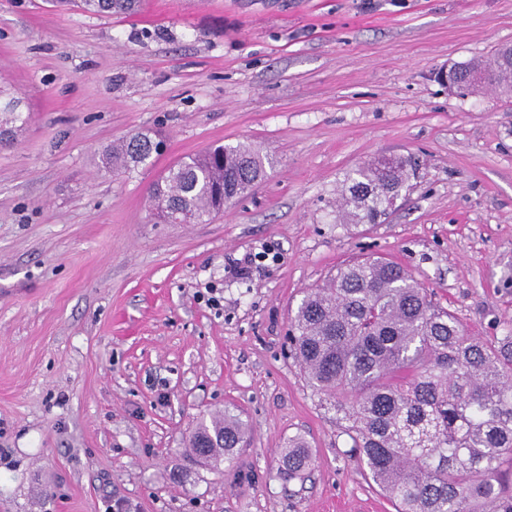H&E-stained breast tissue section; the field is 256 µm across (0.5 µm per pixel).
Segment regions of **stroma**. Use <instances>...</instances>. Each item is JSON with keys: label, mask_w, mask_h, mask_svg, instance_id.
<instances>
[{"label": "stroma", "mask_w": 512, "mask_h": 512, "mask_svg": "<svg viewBox=\"0 0 512 512\" xmlns=\"http://www.w3.org/2000/svg\"><path fill=\"white\" fill-rule=\"evenodd\" d=\"M512 45V0H137L94 15L0 0V512H395L296 364L305 292L361 255L402 264L473 334L512 328V102L437 72ZM161 132L124 174L100 151ZM247 142L265 176L162 224L169 166ZM416 164L381 224H340L344 174ZM246 274H239L240 266ZM249 424L193 462L202 419ZM306 440L305 480L280 475ZM24 122L20 101L10 94H3L0 89V142L12 140Z\"/></svg>", "instance_id": "1"}]
</instances>
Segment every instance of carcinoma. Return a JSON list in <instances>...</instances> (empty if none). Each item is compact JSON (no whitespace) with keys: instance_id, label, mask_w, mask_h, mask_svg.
Returning <instances> with one entry per match:
<instances>
[{"instance_id":"cac0c4a2","label":"carcinoma","mask_w":512,"mask_h":512,"mask_svg":"<svg viewBox=\"0 0 512 512\" xmlns=\"http://www.w3.org/2000/svg\"><path fill=\"white\" fill-rule=\"evenodd\" d=\"M91 14L131 10L134 0H53ZM474 69L512 95V60L498 48L483 63L456 65L460 82ZM20 101L0 92V142L24 123ZM162 141L135 134L104 148L102 167L127 172L148 163ZM265 174L252 147L209 148L168 167L152 189L167 222L210 220ZM410 169L396 159L384 174L377 161L346 172L337 219L378 224L391 211L388 194L408 187ZM310 386L334 403L349 453L364 464L397 512H512V332L487 340L468 332L434 302L399 263L380 256L349 260L297 307L290 336ZM246 424L230 411L199 423L196 461L216 466L243 442ZM307 443L294 438L281 455L290 479H303Z\"/></svg>"}]
</instances>
